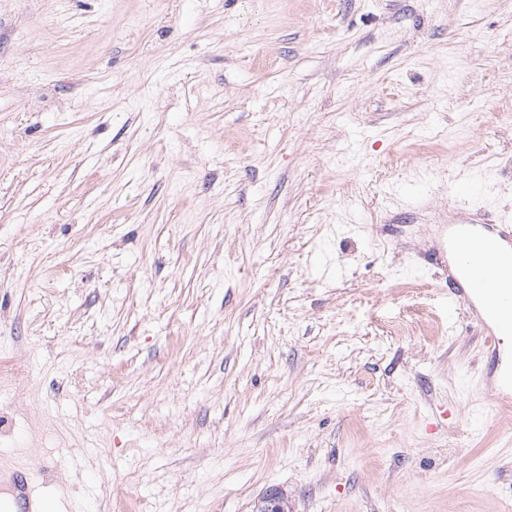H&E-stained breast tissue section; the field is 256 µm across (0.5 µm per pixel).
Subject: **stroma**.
I'll return each instance as SVG.
<instances>
[{"label":"stroma","mask_w":512,"mask_h":512,"mask_svg":"<svg viewBox=\"0 0 512 512\" xmlns=\"http://www.w3.org/2000/svg\"><path fill=\"white\" fill-rule=\"evenodd\" d=\"M465 184L512 214V0H0V462L61 512H512L414 251Z\"/></svg>","instance_id":"stroma-1"}]
</instances>
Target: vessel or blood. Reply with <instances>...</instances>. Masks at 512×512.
I'll use <instances>...</instances> for the list:
<instances>
[{"instance_id": "1", "label": "vessel or blood", "mask_w": 512, "mask_h": 512, "mask_svg": "<svg viewBox=\"0 0 512 512\" xmlns=\"http://www.w3.org/2000/svg\"><path fill=\"white\" fill-rule=\"evenodd\" d=\"M426 261L447 275L448 307L462 311L483 336L488 366L480 392L498 409L512 407V218H488L485 211L445 225L443 237L425 252ZM0 512H39L34 491L21 469L0 468Z\"/></svg>"}]
</instances>
